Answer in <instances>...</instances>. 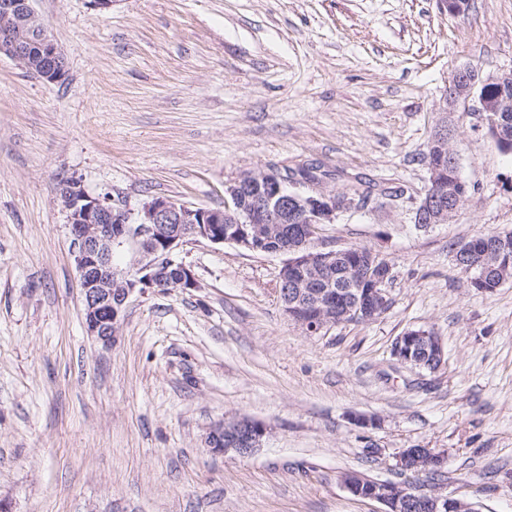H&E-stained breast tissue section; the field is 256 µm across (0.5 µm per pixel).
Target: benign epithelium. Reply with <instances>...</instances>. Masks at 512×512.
<instances>
[{
	"instance_id": "benign-epithelium-1",
	"label": "benign epithelium",
	"mask_w": 512,
	"mask_h": 512,
	"mask_svg": "<svg viewBox=\"0 0 512 512\" xmlns=\"http://www.w3.org/2000/svg\"><path fill=\"white\" fill-rule=\"evenodd\" d=\"M37 21L32 0H0V56L5 55L22 68L48 81L59 82L63 52L46 34L30 37L27 24ZM479 74L470 68L454 72L441 98L440 111L453 114L458 106L476 101L475 111L512 112V95L502 92L492 102L477 92ZM451 135L440 128L435 145L448 165L458 161L450 147ZM428 184L417 204L413 220L416 224H446L455 216L463 195L456 183L446 182L442 167L427 164ZM307 181L299 177L285 179L269 169L245 172L226 186L224 208H200L174 199L155 198L137 212L112 205L110 200L89 196L76 178L61 181L60 201L67 213L71 245L84 302L87 331L103 345L115 343L124 316L127 299L135 291L147 288L197 287L189 266L176 260L177 250L190 240L203 238L213 244H234L254 253H268L266 243L288 216L305 223V241H310L321 224L336 220L342 200L323 191L306 192L299 186ZM257 188L255 203L245 206L246 188ZM233 225L224 232L222 224ZM124 247L130 254L129 266L118 269L112 263L114 250ZM288 258L279 271L282 286L281 304L284 314L310 333L342 322H366L391 307L386 285L392 278V266L365 260L366 276L356 275L352 288L339 300L324 294L309 296L306 282L291 277L297 266L324 273L340 265L334 249H302L286 251ZM174 278L166 279L169 269ZM393 357L401 364L420 361L433 368L445 358L441 339L432 331L410 329L398 336ZM267 430L246 418L226 421L208 435L207 443L217 453L249 456L261 448ZM441 456L427 448H407L398 465L403 471H426L440 466ZM345 488L354 496L379 502L383 512H481L473 502L453 498L436 490L423 493L393 482H371L349 473Z\"/></svg>"
}]
</instances>
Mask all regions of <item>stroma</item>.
Masks as SVG:
<instances>
[{
	"label": "stroma",
	"mask_w": 512,
	"mask_h": 512,
	"mask_svg": "<svg viewBox=\"0 0 512 512\" xmlns=\"http://www.w3.org/2000/svg\"><path fill=\"white\" fill-rule=\"evenodd\" d=\"M65 57L52 83L0 56V500L10 512H382L346 473L512 512V280L469 288L458 243L512 231V155L479 114L439 110L454 72L512 70V0H33ZM451 119L470 187L417 226L427 143ZM309 168L344 198L316 248L392 267L390 309L310 333L282 312L283 256L200 239L194 289L129 298L114 346L88 335L59 182L137 210L220 208L240 174ZM403 189L382 198L380 186ZM440 336L433 373L398 336ZM365 415L372 426H360ZM268 434L212 453L218 421ZM406 448L442 456L404 472Z\"/></svg>",
	"instance_id": "obj_1"
}]
</instances>
